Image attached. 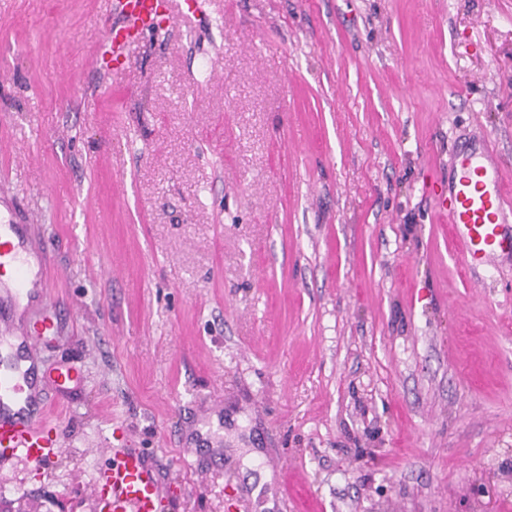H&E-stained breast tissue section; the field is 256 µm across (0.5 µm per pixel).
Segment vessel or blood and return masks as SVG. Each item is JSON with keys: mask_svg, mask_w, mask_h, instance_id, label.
<instances>
[{"mask_svg": "<svg viewBox=\"0 0 512 512\" xmlns=\"http://www.w3.org/2000/svg\"><path fill=\"white\" fill-rule=\"evenodd\" d=\"M170 16L167 0H112L103 40L112 61L123 64L125 48L157 34ZM433 194L469 275L496 258H512V195L491 140L482 138L461 149L447 185L434 187ZM36 225L33 217L22 226L0 224V272L11 273L18 297L47 290L44 273H32L27 261ZM52 328L49 319L39 320L25 352L0 368V456L19 455L41 465L58 454L55 428L47 414L31 411L35 383L29 365L36 359L40 339ZM110 454V466L94 481L101 512H157L162 490L142 457L128 448H114Z\"/></svg>", "mask_w": 512, "mask_h": 512, "instance_id": "b4317fda", "label": "vessel or blood"}]
</instances>
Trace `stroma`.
<instances>
[{
    "label": "stroma",
    "instance_id": "obj_1",
    "mask_svg": "<svg viewBox=\"0 0 512 512\" xmlns=\"http://www.w3.org/2000/svg\"><path fill=\"white\" fill-rule=\"evenodd\" d=\"M105 74L108 0H0V184L45 228L59 454L21 512H512V259L469 278L430 184L512 185V0H174ZM194 439L185 453L186 439ZM110 466L93 482L101 512H156L162 490L142 457L128 448H111Z\"/></svg>",
    "mask_w": 512,
    "mask_h": 512
}]
</instances>
